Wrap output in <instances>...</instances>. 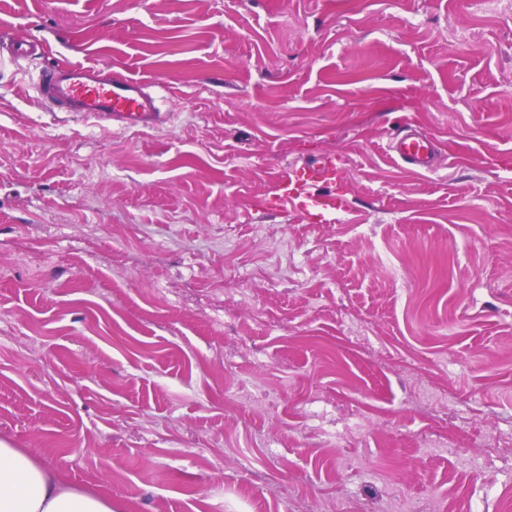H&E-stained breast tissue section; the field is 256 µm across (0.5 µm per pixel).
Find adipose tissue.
Returning a JSON list of instances; mask_svg holds the SVG:
<instances>
[{
  "label": "adipose tissue",
  "instance_id": "obj_1",
  "mask_svg": "<svg viewBox=\"0 0 512 512\" xmlns=\"http://www.w3.org/2000/svg\"><path fill=\"white\" fill-rule=\"evenodd\" d=\"M0 512H113L112 503L74 488L0 440Z\"/></svg>",
  "mask_w": 512,
  "mask_h": 512
}]
</instances>
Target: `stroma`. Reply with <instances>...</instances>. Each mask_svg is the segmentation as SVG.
Returning <instances> with one entry per match:
<instances>
[{"label": "stroma", "mask_w": 512, "mask_h": 512, "mask_svg": "<svg viewBox=\"0 0 512 512\" xmlns=\"http://www.w3.org/2000/svg\"><path fill=\"white\" fill-rule=\"evenodd\" d=\"M69 61L171 122L40 104ZM328 152L348 211L275 210ZM0 440L116 512H503L512 0H0ZM388 148L395 157L419 169L430 170L433 167L430 160L433 143L429 137L402 130L391 139Z\"/></svg>", "instance_id": "1"}]
</instances>
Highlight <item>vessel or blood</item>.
<instances>
[{
    "label": "vessel or blood",
    "instance_id": "1",
    "mask_svg": "<svg viewBox=\"0 0 512 512\" xmlns=\"http://www.w3.org/2000/svg\"><path fill=\"white\" fill-rule=\"evenodd\" d=\"M38 93L48 105L85 119L112 121L122 129L150 128L163 120L146 82L111 65H54L41 75ZM388 148L410 165L423 170L432 167L429 137L407 131L394 136ZM340 178L335 156L326 154L302 168L284 171L272 200L278 207L304 212L311 222L321 223L327 213L345 209L346 202L333 194L313 196L311 190L321 184H336Z\"/></svg>",
    "mask_w": 512,
    "mask_h": 512
}]
</instances>
